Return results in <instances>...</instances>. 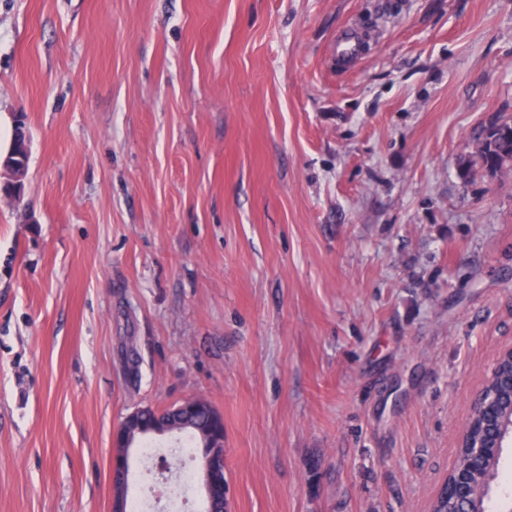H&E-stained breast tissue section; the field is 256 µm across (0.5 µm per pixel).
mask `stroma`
Masks as SVG:
<instances>
[{"mask_svg": "<svg viewBox=\"0 0 512 512\" xmlns=\"http://www.w3.org/2000/svg\"><path fill=\"white\" fill-rule=\"evenodd\" d=\"M500 114L512 0H0V512H111L190 397L228 512H428L512 344V174L458 176ZM175 411L181 414L206 412L210 422L203 433L205 447L208 448L204 464L200 474V481L209 503L210 512L217 511L214 505L217 494L224 499V417L217 415L213 406L204 398L193 397L182 401L176 406ZM142 408L128 413L119 428L112 434V456L110 461L112 480L111 512H127V488L130 471L132 437L142 429Z\"/></svg>", "mask_w": 512, "mask_h": 512, "instance_id": "stroma-1", "label": "stroma"}]
</instances>
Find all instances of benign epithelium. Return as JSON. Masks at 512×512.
Returning <instances> with one entry per match:
<instances>
[{
  "instance_id": "1",
  "label": "benign epithelium",
  "mask_w": 512,
  "mask_h": 512,
  "mask_svg": "<svg viewBox=\"0 0 512 512\" xmlns=\"http://www.w3.org/2000/svg\"><path fill=\"white\" fill-rule=\"evenodd\" d=\"M11 179L0 185L12 194L22 190L21 177L25 168L0 163ZM512 359V347L497 354L491 363L484 384L471 405L458 447L469 449L471 470L482 468L490 458L500 455L503 449L512 446V391L502 392L494 386L500 372L502 358ZM175 411L181 414L206 412L210 422L203 433L207 452L200 474V481L209 503V512H217L214 505L217 495L224 494V417L217 415L213 406L204 398L193 397L182 401ZM142 409L128 413L119 428L112 434V456L110 461L112 480L111 512H127V488L130 471L132 437L141 431ZM451 484L454 512H476L473 505L475 492L473 481L467 473L446 476L440 486Z\"/></svg>"
}]
</instances>
